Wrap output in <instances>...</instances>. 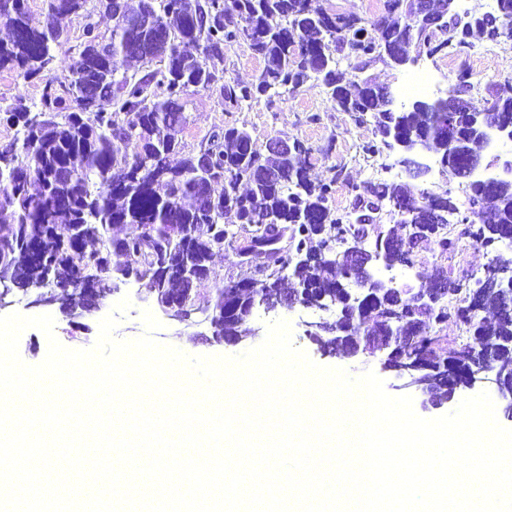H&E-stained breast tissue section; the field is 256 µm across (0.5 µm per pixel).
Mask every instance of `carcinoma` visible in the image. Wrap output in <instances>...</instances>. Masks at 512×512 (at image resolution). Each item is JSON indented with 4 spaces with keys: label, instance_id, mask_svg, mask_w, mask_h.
Masks as SVG:
<instances>
[{
    "label": "carcinoma",
    "instance_id": "1",
    "mask_svg": "<svg viewBox=\"0 0 512 512\" xmlns=\"http://www.w3.org/2000/svg\"><path fill=\"white\" fill-rule=\"evenodd\" d=\"M385 16L367 20L354 14L331 13L319 0H157L150 6L138 0H43L38 15L27 0H0V23L10 37L0 41V70H13L26 80L43 83L38 112L19 100L4 111L3 121L15 128L11 141L0 146V215L10 221L0 233V278L22 290L40 287L34 265L59 274L54 287L78 288L85 275L98 270L110 277L135 264L143 284L160 298L171 288L168 279L153 269L162 255L178 273L195 262H209L215 254L213 239H231L242 231L251 237L274 239L288 236V249L272 270L271 286L293 283L305 292L304 302L319 305L336 301V326L356 328L344 313L349 281L359 276L345 257L336 255L331 268L302 263L297 252L311 250L319 238L318 224L333 234L363 230L386 209L395 214L401 198L410 212L397 223L405 236L389 230L393 247L380 256L389 263L399 260L394 244L404 237L413 246L433 240L440 252L455 249L456 241L444 234L429 236L430 205L415 186L366 182L352 186L354 202L349 212L337 215L329 202L338 177L310 180L305 166L307 149L300 141L284 157L262 152L251 136L237 127L212 131L196 152L173 165L179 153L176 135L186 124L185 109L190 88L207 87L219 79L225 50L249 43L264 61L258 79L227 85L228 102L237 106L262 96L295 93L312 79L327 88L333 107L357 121L373 119L377 132L392 126L400 138H418L437 152L443 170L455 174L464 161L448 153V132L456 141H470L469 116L459 112L420 110L388 114L380 86L365 76L374 63L415 49L435 57L470 49V37L478 32L495 40L512 27V0H497V12L473 22H448L430 14L415 24L405 23L411 12L407 0H384ZM83 13L86 23L76 43L59 25V19ZM113 21L110 35L101 33L95 16ZM77 54L76 67L59 75L54 63L60 56ZM353 61L350 82L336 71V55ZM136 60L156 64L143 75L128 74L126 65ZM471 75L462 71L451 92L473 101ZM477 107L494 112L501 123L512 124V93L497 91ZM133 145V151L117 156L112 140ZM470 215L462 218V234L484 235V225H494L496 238L512 240V182L489 187L471 183ZM190 197L194 204L183 205ZM232 213L237 224L224 223ZM116 224H155L159 237L155 250L130 233L112 235ZM169 224H190L194 235L170 237ZM120 241L126 261L113 264L112 243ZM247 295V289L224 284L208 312L216 335L242 336L241 320L230 311L231 303ZM483 308L494 313L487 322L478 313L461 311L459 322L470 341L498 350L489 363L506 392L512 391V298L483 295ZM361 310L370 323L368 337L378 341L381 326L394 313L393 345L396 357L408 362L426 361L429 374H446L462 381L477 363L462 355L438 357L439 337L427 313L413 307L399 287L382 295H365Z\"/></svg>",
    "mask_w": 512,
    "mask_h": 512
}]
</instances>
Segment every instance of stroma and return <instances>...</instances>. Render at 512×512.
I'll list each match as a JSON object with an SVG mask.
<instances>
[{"instance_id": "35a3bbf8", "label": "stroma", "mask_w": 512, "mask_h": 512, "mask_svg": "<svg viewBox=\"0 0 512 512\" xmlns=\"http://www.w3.org/2000/svg\"><path fill=\"white\" fill-rule=\"evenodd\" d=\"M499 56L491 61H480L468 53L420 57L418 68L447 67L445 86L454 84L461 70H469L475 80L482 83L484 91L512 79V38H499ZM264 62L248 43L234 45L226 52L224 71L214 84L206 88L191 89L187 95V124L179 133L178 140L183 153L198 151L199 143L217 127H238L245 129L258 147H265L273 139L284 141L300 140L309 147L306 159L307 172L311 180L335 179L336 191L330 201L335 213L349 211L354 195L352 185L368 181L371 168L381 171L380 180L389 185L415 183L416 187L435 193L448 192L454 204L470 199V183L452 177L445 172H430L427 176L409 180L401 164L398 151L382 150L376 155L361 151L363 144L375 140V125L372 121L356 122L346 112L333 110L332 104L321 83L311 81L300 91L280 98L261 99L249 105L236 106L224 99V87L238 82L255 81ZM512 260V247L502 245L484 247L475 241H468L466 247L451 253L440 252L431 242L416 249L413 262L417 273L431 274L444 270L454 279L483 275L486 266L495 256ZM31 294L17 293L10 306L0 309V315L19 314L36 317L47 313L54 320V335L65 348L81 350L93 348L99 337V323L109 315L116 304L129 300L130 306L121 315L115 330L117 339L131 341L145 332L143 312H151L160 322V329L154 331V339L171 346L189 356L234 357L251 350L266 338L270 323L284 320L291 328L293 346L307 354L312 362L324 368L346 370L352 376L373 371L384 383L390 396H398L400 379L396 372L385 368L386 352L350 356L343 352L323 354L305 335L304 323L311 320V311L297 305L283 307L272 312L257 311L247 323V333L239 344L228 346L214 339L208 323L201 321L181 322L164 313L150 298L145 286L131 282L109 296L98 311L83 315L69 316L58 308L50 307L39 311L32 307Z\"/></svg>"}]
</instances>
